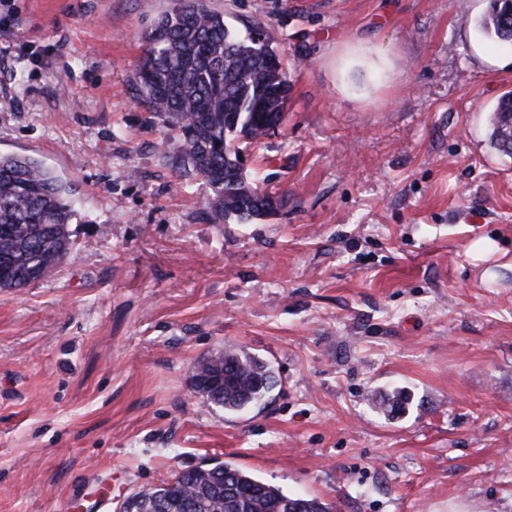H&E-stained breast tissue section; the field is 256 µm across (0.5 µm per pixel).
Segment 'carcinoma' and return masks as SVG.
Returning a JSON list of instances; mask_svg holds the SVG:
<instances>
[{
    "label": "carcinoma",
    "mask_w": 512,
    "mask_h": 512,
    "mask_svg": "<svg viewBox=\"0 0 512 512\" xmlns=\"http://www.w3.org/2000/svg\"><path fill=\"white\" fill-rule=\"evenodd\" d=\"M484 32L512 42V11L501 3L481 19ZM242 36L207 0H175L159 18L132 79V97L166 130L172 170L214 188L202 214L209 224H248L284 207L282 197L241 174L240 141L257 144L283 123L289 84L282 58L259 37ZM492 141L512 150V93L498 103ZM70 186L39 161L0 155V290H19L48 275L71 251ZM224 372L207 391L209 404L229 412L261 403L277 384L266 362L242 350L211 353L194 366L193 387ZM334 512L314 498L284 492L229 462L133 494L131 512Z\"/></svg>",
    "instance_id": "1"
}]
</instances>
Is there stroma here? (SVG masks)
Here are the masks:
<instances>
[{
	"label": "stroma",
	"mask_w": 512,
	"mask_h": 512,
	"mask_svg": "<svg viewBox=\"0 0 512 512\" xmlns=\"http://www.w3.org/2000/svg\"><path fill=\"white\" fill-rule=\"evenodd\" d=\"M262 23L286 120L241 145L285 197L209 224L132 100L172 0L0 6V155L80 204L71 255L0 291V512H117L230 462L336 512H512V43L489 0H208ZM278 383L238 413L190 387L226 347ZM404 390L403 412L379 410ZM480 25L488 36L512 42V11H509L507 3H490V9L481 19ZM492 141L497 149L509 154L512 150V93L498 103L493 121Z\"/></svg>",
	"instance_id": "stroma-1"
}]
</instances>
